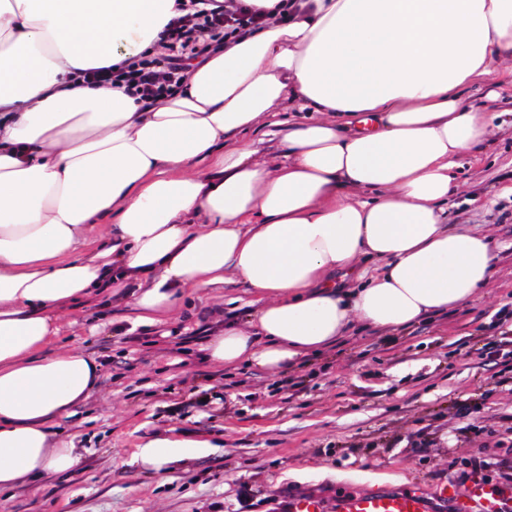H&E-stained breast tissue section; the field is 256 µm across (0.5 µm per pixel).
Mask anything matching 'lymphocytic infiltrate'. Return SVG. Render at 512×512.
<instances>
[{"mask_svg": "<svg viewBox=\"0 0 512 512\" xmlns=\"http://www.w3.org/2000/svg\"><path fill=\"white\" fill-rule=\"evenodd\" d=\"M268 17V12L242 4L241 0L209 10L190 0L181 15L171 19L158 35L164 55H144L110 69L89 70L82 79L111 84L137 99L160 104L181 86L192 60L257 30Z\"/></svg>", "mask_w": 512, "mask_h": 512, "instance_id": "obj_1", "label": "lymphocytic infiltrate"}]
</instances>
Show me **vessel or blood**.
<instances>
[{"label":"vessel or blood","instance_id":"1","mask_svg":"<svg viewBox=\"0 0 512 512\" xmlns=\"http://www.w3.org/2000/svg\"><path fill=\"white\" fill-rule=\"evenodd\" d=\"M448 512H504L512 507V486L473 482L443 488ZM288 512H432L428 498L418 491L369 490L339 497L335 507L317 496H298L288 502Z\"/></svg>","mask_w":512,"mask_h":512}]
</instances>
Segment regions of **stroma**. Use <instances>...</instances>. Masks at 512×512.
<instances>
[{"label":"stroma","mask_w":512,"mask_h":512,"mask_svg":"<svg viewBox=\"0 0 512 512\" xmlns=\"http://www.w3.org/2000/svg\"><path fill=\"white\" fill-rule=\"evenodd\" d=\"M467 89L487 112L481 152L461 158L448 221L489 227L495 272L468 304L401 330L358 323L321 354L272 375L203 357L225 323L246 322L248 288L229 280L185 296L175 316L137 321L125 294H102L63 316L57 346L101 365L96 390L59 428L82 460L0 492V512H281L290 497L326 501L364 489L456 485L480 457L512 464V60ZM244 134L280 159L296 120ZM205 439L210 452L161 471L130 461L146 440Z\"/></svg>","instance_id":"obj_1"}]
</instances>
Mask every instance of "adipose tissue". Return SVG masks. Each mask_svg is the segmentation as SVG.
Here are the masks:
<instances>
[{
    "instance_id": "obj_1",
    "label": "adipose tissue",
    "mask_w": 512,
    "mask_h": 512,
    "mask_svg": "<svg viewBox=\"0 0 512 512\" xmlns=\"http://www.w3.org/2000/svg\"><path fill=\"white\" fill-rule=\"evenodd\" d=\"M184 4L0 0V490L81 461L54 427L100 366L53 343L94 291L136 282L153 324L236 280L258 308L205 357L276 373L355 323L466 304L492 274L487 231L445 213L459 158L489 134L464 90L512 59V0H290L287 20L194 61L164 103L83 84L159 49ZM285 100L303 117L282 161L259 160L238 136ZM209 449L156 437L133 460L158 471Z\"/></svg>"
}]
</instances>
